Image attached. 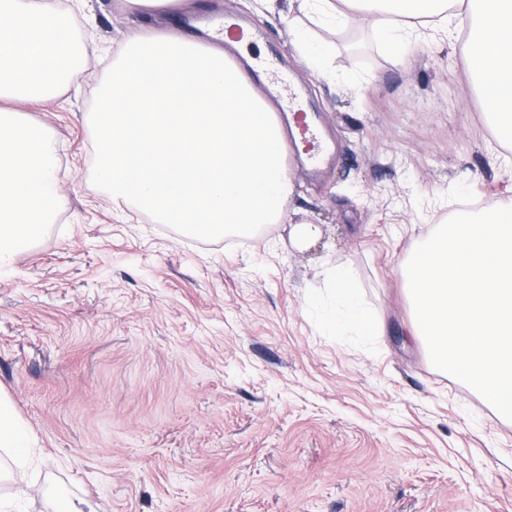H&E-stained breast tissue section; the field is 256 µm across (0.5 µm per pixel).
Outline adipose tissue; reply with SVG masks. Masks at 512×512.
<instances>
[{"mask_svg": "<svg viewBox=\"0 0 512 512\" xmlns=\"http://www.w3.org/2000/svg\"><path fill=\"white\" fill-rule=\"evenodd\" d=\"M312 22L333 20L344 25L359 21L385 27L392 17L406 18L394 41L420 36L425 29L437 32L455 27L471 54L482 66L473 70L476 87L501 137L512 142V0H305ZM329 288L336 298L332 323L361 336L376 329L361 304L349 275L329 274ZM0 452L20 466L31 463L25 427L11 401L0 393Z\"/></svg>", "mask_w": 512, "mask_h": 512, "instance_id": "adipose-tissue-1", "label": "adipose tissue"}]
</instances>
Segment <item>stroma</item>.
<instances>
[{"label": "stroma", "instance_id": "35a3bbf8", "mask_svg": "<svg viewBox=\"0 0 512 512\" xmlns=\"http://www.w3.org/2000/svg\"><path fill=\"white\" fill-rule=\"evenodd\" d=\"M261 38L336 141L320 174L289 167L278 223L202 241L91 181L94 95L146 22L124 0H64L83 61L20 105L54 143L67 197L46 236L0 268V390L32 466L6 464L17 512H512V420L435 369L407 328L414 248L482 191L512 202V150L473 89L462 41L403 45L365 23L314 26L326 76L292 44L299 0H180ZM298 224L316 242L293 241ZM347 270L379 333L334 329L324 271Z\"/></svg>", "mask_w": 512, "mask_h": 512}]
</instances>
